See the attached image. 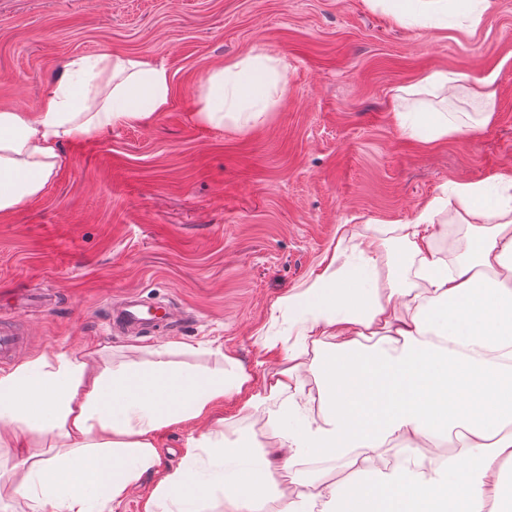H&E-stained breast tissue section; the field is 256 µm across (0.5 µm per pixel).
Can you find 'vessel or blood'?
I'll list each match as a JSON object with an SVG mask.
<instances>
[{
	"label": "vessel or blood",
	"mask_w": 512,
	"mask_h": 512,
	"mask_svg": "<svg viewBox=\"0 0 512 512\" xmlns=\"http://www.w3.org/2000/svg\"><path fill=\"white\" fill-rule=\"evenodd\" d=\"M166 328L175 332L179 327L178 312L175 308L155 303L149 306L141 296L131 295L112 305L110 315L105 322L106 334H137L148 325ZM23 342L22 333L12 328L10 323L0 324V361L11 357Z\"/></svg>",
	"instance_id": "b4317fda"
}]
</instances>
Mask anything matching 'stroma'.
Returning a JSON list of instances; mask_svg holds the SVG:
<instances>
[{"instance_id":"stroma-1","label":"stroma","mask_w":512,"mask_h":512,"mask_svg":"<svg viewBox=\"0 0 512 512\" xmlns=\"http://www.w3.org/2000/svg\"><path fill=\"white\" fill-rule=\"evenodd\" d=\"M261 50L288 63V86L249 127L193 122L201 79ZM119 52L163 64L167 112L64 144L39 197L0 213V306L45 288L48 312L14 310L23 356L96 351L112 364L187 343L189 364L231 355L261 383L278 364L266 336L288 335L279 299L320 262L355 258L384 224L413 222L449 185L512 169V0L479 24L401 21L374 0H0V110H38L75 57ZM433 71L448 91L398 98ZM491 80L494 114L475 91ZM454 112L468 128L403 135L394 109ZM139 294L185 308L179 335L106 336L114 300ZM225 397L219 432L268 450L275 429Z\"/></svg>"}]
</instances>
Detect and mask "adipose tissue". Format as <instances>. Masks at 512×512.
<instances>
[{
    "label": "adipose tissue",
    "mask_w": 512,
    "mask_h": 512,
    "mask_svg": "<svg viewBox=\"0 0 512 512\" xmlns=\"http://www.w3.org/2000/svg\"><path fill=\"white\" fill-rule=\"evenodd\" d=\"M470 0H383L395 17L444 24L448 4ZM288 66L263 52L212 69L194 118L220 127L258 121L286 90ZM164 66L120 53L70 61L34 112L0 110V213L40 196L59 167L62 143L148 122L168 110ZM404 135L435 140L460 132L453 113L399 110ZM467 224L463 258L447 263L433 248L434 218ZM415 269L382 251L381 238L358 245V259L334 271L335 255L303 291L283 301L295 334L279 369L254 386L245 371H201L152 359L119 367L88 353L57 351L0 373V447L13 451L12 499L23 512H103L147 476L155 487L144 512H203L214 483L194 462L201 450L224 459V512H299L281 496L279 471L298 472L314 456L343 463L349 478L321 486V512H512V173L495 183H462L433 199L413 222L394 227ZM317 378L307 390L304 372ZM230 394L243 412L267 401L279 431V465L248 442L211 433L189 437L181 465H162L164 429L211 416ZM49 443L29 453L30 434ZM461 452L443 456L449 439ZM399 469L381 481L392 442Z\"/></svg>",
    "instance_id": "ef3b65f1"
}]
</instances>
